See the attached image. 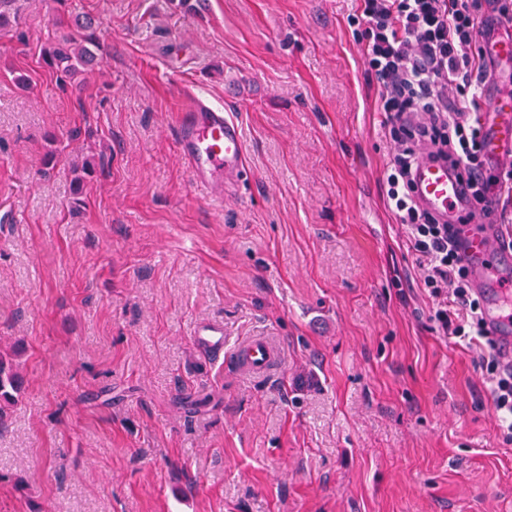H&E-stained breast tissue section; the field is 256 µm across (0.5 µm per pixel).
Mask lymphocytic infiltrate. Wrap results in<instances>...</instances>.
I'll list each match as a JSON object with an SVG mask.
<instances>
[{"instance_id": "1", "label": "lymphocytic infiltrate", "mask_w": 512, "mask_h": 512, "mask_svg": "<svg viewBox=\"0 0 512 512\" xmlns=\"http://www.w3.org/2000/svg\"><path fill=\"white\" fill-rule=\"evenodd\" d=\"M486 0H360L366 23L363 65L377 82L385 112L391 164L386 196L406 230L424 287L437 302L434 319L443 333L481 348V363L493 407L504 433L512 436V366L485 329L482 307L457 250L451 223L424 210L413 194L412 175L420 155L447 162L484 198L497 183L480 154L476 92L487 66L473 48L475 26Z\"/></svg>"}]
</instances>
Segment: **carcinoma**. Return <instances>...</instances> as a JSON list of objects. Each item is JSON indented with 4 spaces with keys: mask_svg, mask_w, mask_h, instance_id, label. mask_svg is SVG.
<instances>
[{
    "mask_svg": "<svg viewBox=\"0 0 512 512\" xmlns=\"http://www.w3.org/2000/svg\"><path fill=\"white\" fill-rule=\"evenodd\" d=\"M102 53L97 41L94 21L85 17L65 27L56 41L41 48V59L51 71L59 74V80H75L84 70L96 63ZM23 378L17 367L0 357V412L15 401V394L21 392Z\"/></svg>",
    "mask_w": 512,
    "mask_h": 512,
    "instance_id": "obj_1",
    "label": "carcinoma"
}]
</instances>
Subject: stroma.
Instances as JSON below:
<instances>
[{"label":"stroma","instance_id":"stroma-1","mask_svg":"<svg viewBox=\"0 0 512 512\" xmlns=\"http://www.w3.org/2000/svg\"><path fill=\"white\" fill-rule=\"evenodd\" d=\"M358 6L13 0L0 355L25 389L0 417V512H512L479 349L438 331L387 204ZM83 13L107 53L63 91L39 48ZM186 86L242 128L220 200L177 148ZM204 320L230 348L275 339L281 369L201 350Z\"/></svg>","mask_w":512,"mask_h":512}]
</instances>
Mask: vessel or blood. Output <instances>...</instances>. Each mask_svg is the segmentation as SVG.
<instances>
[{"label": "vessel or blood", "mask_w": 512, "mask_h": 512, "mask_svg": "<svg viewBox=\"0 0 512 512\" xmlns=\"http://www.w3.org/2000/svg\"><path fill=\"white\" fill-rule=\"evenodd\" d=\"M484 30L494 67L512 64V15L501 14L490 5L484 14ZM483 107L476 118L481 152L493 167L512 170V94L483 89ZM185 104L177 119V146L189 163L197 186L211 197H221L232 188L243 168L245 142L236 120L222 109L208 105L193 91H185ZM416 193L423 207L451 219L466 200L464 186L446 163L420 157L414 171ZM505 185L485 191L487 215L460 225L464 265L483 301V319L500 346L504 360L512 361V304L504 298V287L512 281V247L498 216L503 207ZM193 342L211 352L227 345L223 324L203 322L192 332ZM242 368L253 375H266L281 361V347L273 339L257 336L234 350Z\"/></svg>", "instance_id": "vessel-or-blood-1"}]
</instances>
